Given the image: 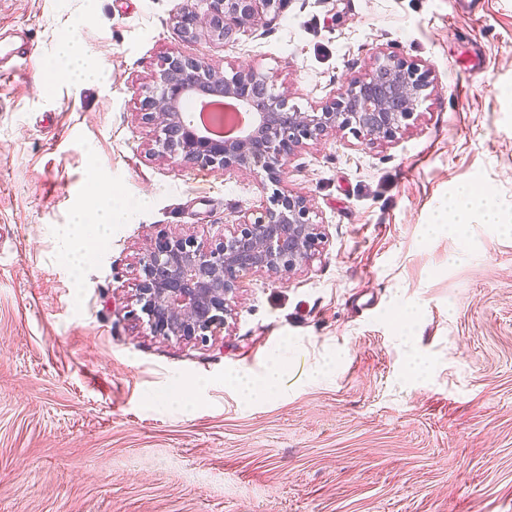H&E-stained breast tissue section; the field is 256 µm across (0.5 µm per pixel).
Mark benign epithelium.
Wrapping results in <instances>:
<instances>
[{
	"label": "benign epithelium",
	"instance_id": "benign-epithelium-1",
	"mask_svg": "<svg viewBox=\"0 0 512 512\" xmlns=\"http://www.w3.org/2000/svg\"><path fill=\"white\" fill-rule=\"evenodd\" d=\"M277 0H207L201 13L187 5L176 25L187 38L201 28L220 40L266 24L264 10ZM434 88L428 68L384 48L365 73L337 96L307 112L288 107L274 76L252 66L218 75L178 51L163 60L153 94L141 103L143 119L158 129V152L179 163L230 172L249 168L271 184L260 207L246 212L216 240L161 235L139 258L143 277L135 294L155 336L205 343L232 312L239 281L248 274L286 276L307 265L323 239L309 201L288 188L285 161L305 142L338 131L372 143L392 141ZM232 97L254 109L252 130L237 139L197 132L181 112L187 92Z\"/></svg>",
	"mask_w": 512,
	"mask_h": 512
}]
</instances>
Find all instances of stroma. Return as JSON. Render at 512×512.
I'll return each mask as SVG.
<instances>
[{"instance_id":"1","label":"stroma","mask_w":512,"mask_h":512,"mask_svg":"<svg viewBox=\"0 0 512 512\" xmlns=\"http://www.w3.org/2000/svg\"><path fill=\"white\" fill-rule=\"evenodd\" d=\"M205 0H0V512H512V0H283L230 42L182 37ZM76 34L94 83L42 65ZM436 89L394 141L307 143L285 178L324 234L288 279H241L204 344L133 295L163 234L215 239L265 193L177 166L139 103L172 50L275 73L307 111L377 48ZM129 206L63 236L90 182ZM464 187L496 224L430 232ZM282 382L261 402L233 379Z\"/></svg>"}]
</instances>
